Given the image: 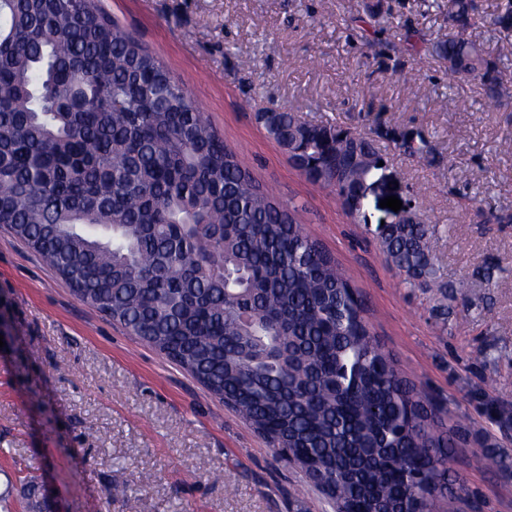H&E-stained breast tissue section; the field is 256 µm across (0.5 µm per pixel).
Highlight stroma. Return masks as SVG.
I'll list each match as a JSON object with an SVG mask.
<instances>
[{
    "mask_svg": "<svg viewBox=\"0 0 512 512\" xmlns=\"http://www.w3.org/2000/svg\"><path fill=\"white\" fill-rule=\"evenodd\" d=\"M99 0L119 27L183 82L253 180L295 206L306 233L366 304L374 338L462 435L449 451L438 512H512V223H484L491 201L512 214V112L479 83L449 80L435 47L445 0ZM466 32L504 64L512 36L490 37L499 0H477ZM375 134L412 131L433 156L379 139L384 164L361 211L308 182L254 115ZM394 196L437 225V274L470 280L436 312L407 288L378 245ZM492 281H485L484 271ZM0 512H335L297 465L187 371L81 303L0 226ZM485 466L474 467V455ZM151 475L142 484L143 475Z\"/></svg>",
    "mask_w": 512,
    "mask_h": 512,
    "instance_id": "35a3bbf8",
    "label": "stroma"
}]
</instances>
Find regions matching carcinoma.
I'll return each instance as SVG.
<instances>
[{"mask_svg":"<svg viewBox=\"0 0 512 512\" xmlns=\"http://www.w3.org/2000/svg\"><path fill=\"white\" fill-rule=\"evenodd\" d=\"M474 0H448V74L508 108L498 60L461 36ZM512 33V0L487 20ZM314 184L354 197L380 156L359 133L259 112ZM408 154L424 139L391 138ZM0 224L71 287L232 408L339 512H430L448 490L438 409L372 337L360 293L254 183L185 86L95 0H0ZM439 230L378 225L409 288L448 299Z\"/></svg>","mask_w":512,"mask_h":512,"instance_id":"cac0c4a2","label":"carcinoma"}]
</instances>
